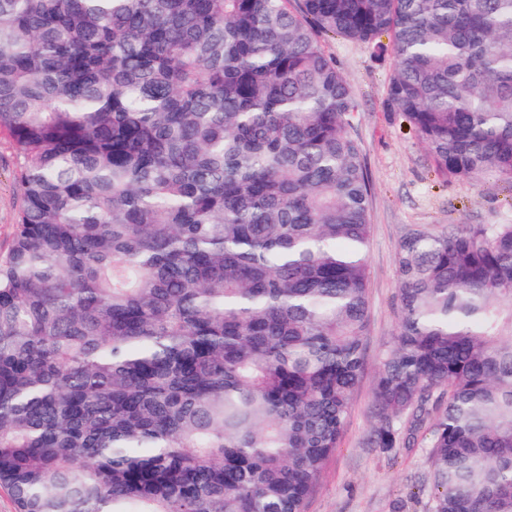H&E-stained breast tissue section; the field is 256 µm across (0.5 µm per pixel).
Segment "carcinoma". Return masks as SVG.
<instances>
[{"instance_id":"cac0c4a2","label":"carcinoma","mask_w":512,"mask_h":512,"mask_svg":"<svg viewBox=\"0 0 512 512\" xmlns=\"http://www.w3.org/2000/svg\"><path fill=\"white\" fill-rule=\"evenodd\" d=\"M390 43L382 42V35ZM438 171L512 185V0H0V488L15 512H306L365 367L370 186L323 36ZM368 447L512 512V224L409 231ZM16 165L9 137L0 132V256L11 244L16 224L18 201L14 188Z\"/></svg>"}]
</instances>
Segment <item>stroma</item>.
Masks as SVG:
<instances>
[{"mask_svg":"<svg viewBox=\"0 0 512 512\" xmlns=\"http://www.w3.org/2000/svg\"><path fill=\"white\" fill-rule=\"evenodd\" d=\"M321 47L335 60L360 107L352 133L361 145L371 187L369 333L363 376L307 512H427L433 493L427 448H401L387 456L367 445L377 363L400 316L395 248L412 227L441 231L451 224H512V186L459 179L435 169L419 138L384 109L392 57L376 60L369 49L340 36L323 37ZM15 172L9 137L0 132V256L8 251L16 224Z\"/></svg>","mask_w":512,"mask_h":512,"instance_id":"35a3bbf8","label":"stroma"}]
</instances>
